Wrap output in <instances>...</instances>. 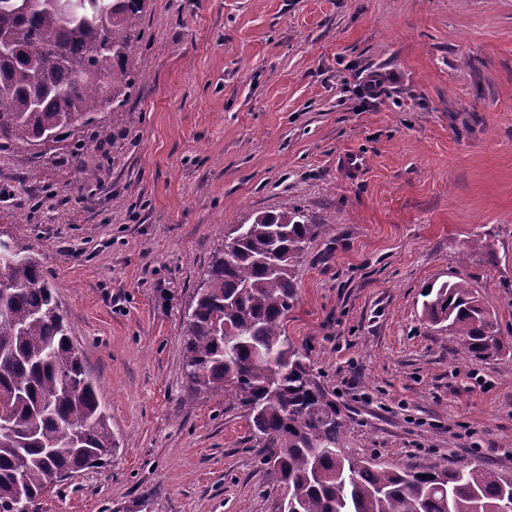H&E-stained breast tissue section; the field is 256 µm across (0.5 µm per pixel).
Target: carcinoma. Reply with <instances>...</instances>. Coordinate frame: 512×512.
I'll return each instance as SVG.
<instances>
[{
  "label": "carcinoma",
  "mask_w": 512,
  "mask_h": 512,
  "mask_svg": "<svg viewBox=\"0 0 512 512\" xmlns=\"http://www.w3.org/2000/svg\"><path fill=\"white\" fill-rule=\"evenodd\" d=\"M146 0H0V142L44 149L117 114L140 79ZM292 207L263 212L216 250L184 315L183 367L196 393H224L246 419L277 512H500L512 475L481 464L400 469L348 450L350 416L286 336L295 272L326 232ZM425 318L463 357L501 352L495 318L460 276L422 291ZM116 448L106 407L30 249L0 254V512H29Z\"/></svg>",
  "instance_id": "1"
}]
</instances>
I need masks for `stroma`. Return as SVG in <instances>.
Listing matches in <instances>:
<instances>
[{
	"instance_id": "1",
	"label": "stroma",
	"mask_w": 512,
	"mask_h": 512,
	"mask_svg": "<svg viewBox=\"0 0 512 512\" xmlns=\"http://www.w3.org/2000/svg\"><path fill=\"white\" fill-rule=\"evenodd\" d=\"M137 57L120 115L0 148V239L42 262L117 443L38 512H276L245 418L186 383L182 317L228 229L286 207L328 227L285 328L350 450L512 471V0H146ZM458 272L508 352L423 319Z\"/></svg>"
}]
</instances>
